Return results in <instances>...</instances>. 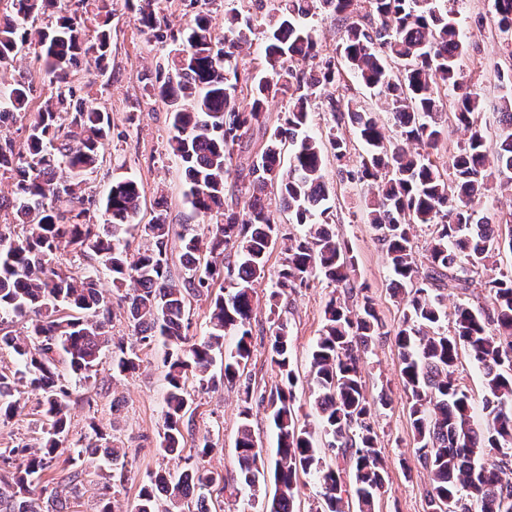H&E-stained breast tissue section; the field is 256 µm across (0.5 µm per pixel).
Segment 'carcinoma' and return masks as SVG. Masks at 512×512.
I'll list each match as a JSON object with an SVG mask.
<instances>
[{
  "label": "carcinoma",
  "mask_w": 512,
  "mask_h": 512,
  "mask_svg": "<svg viewBox=\"0 0 512 512\" xmlns=\"http://www.w3.org/2000/svg\"><path fill=\"white\" fill-rule=\"evenodd\" d=\"M183 2L192 16L177 33L156 12L154 0H137L136 9L142 31L158 43L178 45L156 69L151 89L171 115L169 147L188 186L186 220L200 215L214 220L204 235H180L184 275L177 281L169 266L173 225L165 198L156 201V215L146 225L152 247L135 255L125 238L141 207L134 178L112 180L101 201L104 223L90 216L87 176L99 163L110 118L77 95L72 77L89 54L95 55L99 75L109 71L112 35L107 21L99 20L109 16L108 0H6L0 9V66L34 46L43 78L54 89L45 107L31 114L32 83L23 77L0 82V125L30 115L23 142L0 139V177L14 185L13 223L0 224V326L26 320L25 332L0 335V349L11 350L19 365L11 374L0 371V420L12 418L28 393L46 422L40 447L0 448V512H45V503L54 505L51 512H64L57 499L83 482L87 448L104 443L114 465L126 457L98 426L92 427L95 442L88 447L63 448L72 392L59 366L88 379L111 342L107 301L93 277H77L58 265L57 253L65 249L109 272L137 340L163 348L167 391L159 448L164 454L181 452L193 435L189 377L202 388L236 385L243 403L235 442L238 477L254 489L273 471L269 512H298L302 476L319 483L315 512H374L388 471L360 352L391 336L411 395L418 460L429 473L428 512H512V464L501 463V457H512V274L485 279L477 303L460 302L451 315L443 306L448 284L469 291L502 244L512 251V232L502 233V226L512 224V212L497 222L478 213L492 170L512 181V98H501L500 133L491 146L478 122L484 97L458 67L467 49L458 12L446 0H370L371 12L361 16L355 0H254L255 9H268L262 68L254 71L240 68L238 61L251 43L253 19L231 9L219 34L211 25L212 0ZM48 12L54 25L36 27ZM317 14L335 16L344 25L334 57L321 55L307 25ZM493 23L510 34L504 43L512 46V0H494ZM347 73L384 95L393 134L356 101L331 92ZM287 92L288 112L269 131L266 104ZM320 92L332 117L324 137L310 128L309 104ZM445 111L468 132L446 167L431 158L447 133ZM347 122L363 144L354 159L339 134ZM254 130L262 132L261 147L247 170L235 172L234 154L249 149ZM328 153L336 159L340 181L367 188V221L378 232L403 318L387 329L367 296L357 311L334 296L325 303L309 369L318 440L300 424L286 323L273 321L270 336L279 377L275 389L259 395L243 374L252 353L253 285L266 276L280 233L268 193L276 191L288 223L301 227L300 234L288 237L271 298L320 278L350 298L357 295L354 257L331 224L335 192L326 180ZM233 175L242 202L226 197ZM419 224L434 228L420 257L413 243ZM230 247L237 264L226 267L224 252ZM224 275L230 290L212 294L215 280ZM203 294L211 297L209 327L197 338L188 334V305ZM229 332L237 340L226 351ZM463 356L484 379L481 427L474 425L471 397L458 382ZM217 362L218 377L211 373ZM140 363L133 348L120 344L112 352L115 375L132 376ZM256 406L266 410L276 430L271 465L249 425ZM214 448L210 436L199 437L193 465L181 473L151 474L139 491L136 512H207L204 490L224 481L202 465ZM329 453L342 464H328ZM63 454L65 474L52 487L45 472Z\"/></svg>",
  "instance_id": "1"
}]
</instances>
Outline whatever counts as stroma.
Returning a JSON list of instances; mask_svg holds the SVG:
<instances>
[{"label":"stroma","mask_w":512,"mask_h":512,"mask_svg":"<svg viewBox=\"0 0 512 512\" xmlns=\"http://www.w3.org/2000/svg\"><path fill=\"white\" fill-rule=\"evenodd\" d=\"M112 16L111 81L99 76L93 58L82 60L78 76L84 83L86 97L108 112L112 130L108 136L96 171L87 180L90 194L102 198L113 178L130 176L142 189L143 205L129 227L127 238L131 250H143L151 239L146 226L152 217L155 197L166 196L168 217L176 233L168 254L171 274L180 277V233L184 229L202 232L207 219L187 222L189 209L185 203V180L179 164L167 151L173 130L169 114L161 100L148 93L145 81L154 78L155 68L163 62L168 49L141 32L134 12L125 0H109ZM493 0H464L460 5L461 28L470 46L458 65L482 88L485 109L479 120L488 138H495L500 98L507 89L494 77L491 63L501 67L512 65L502 51V38L492 22ZM364 187L338 185L335 214L337 235L344 239L355 259L353 278L364 288L378 315L387 325H395L402 316V305L395 296L391 274L377 241V233L365 216ZM332 287L317 281L278 298L269 305L270 280L257 283L259 306L252 321V358L246 369L252 385L258 390H271L277 383L269 350L270 316L278 314L288 326L293 367L298 375L297 403L304 422L317 429L318 421L311 414L307 372L309 352L323 326V306ZM114 339L125 346L137 348L143 365L131 378L112 374V355L104 353L96 375L90 380H73L72 404L67 447L87 445L90 423L104 427L112 440L124 448L127 457L122 469L120 490L112 488V464L102 454H84L86 472L83 484L70 495L67 512H96L100 500L115 494L120 512H135L138 494L149 475L166 469H185L184 459L162 453L157 445L161 429L162 409L166 392L162 349L141 346L128 322L121 314H113L108 327ZM365 386L372 403L373 420L380 448L389 465V478L378 497L380 512H427L426 489L429 476L417 460L409 400L401 377V360L392 338H383L371 345L362 356ZM193 399V423L197 434L210 435L216 449L210 458L211 469L222 472L225 485H213L207 491L212 512H261L264 497L272 493L265 486L262 493L252 494L240 486L235 468V440L241 423V402L237 387L201 388L189 381ZM387 404H380V396ZM42 420L35 396H25L21 408L11 419L0 423V448L18 443L39 445Z\"/></svg>","instance_id":"stroma-1"}]
</instances>
